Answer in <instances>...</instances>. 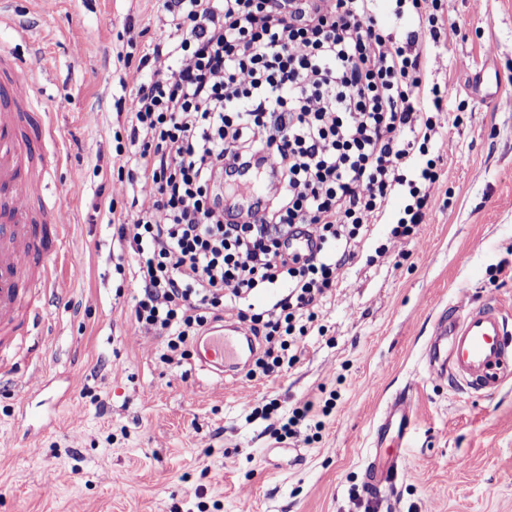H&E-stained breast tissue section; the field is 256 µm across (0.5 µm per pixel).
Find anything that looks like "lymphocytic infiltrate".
<instances>
[{"label":"lymphocytic infiltrate","instance_id":"lymphocytic-infiltrate-1","mask_svg":"<svg viewBox=\"0 0 512 512\" xmlns=\"http://www.w3.org/2000/svg\"><path fill=\"white\" fill-rule=\"evenodd\" d=\"M394 2L420 19L402 40L384 33L377 0H162L168 31L138 60L151 76L121 103L125 162L154 201L117 235L136 261L134 322L162 339L164 362L234 316L263 341L255 371L294 365L339 269L400 187L413 202L391 239L422 224L444 95L424 84L429 58L415 46L439 41V0ZM245 169L274 186L252 220L220 189ZM306 226L316 248L290 249ZM282 283L267 309L242 308Z\"/></svg>","mask_w":512,"mask_h":512}]
</instances>
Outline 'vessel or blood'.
<instances>
[{"mask_svg":"<svg viewBox=\"0 0 512 512\" xmlns=\"http://www.w3.org/2000/svg\"><path fill=\"white\" fill-rule=\"evenodd\" d=\"M18 63L0 54V337L35 327L62 278L50 261L63 245L68 221L64 208L48 214L52 235L32 222L30 190L36 168L53 160L48 144L54 129L41 114L34 90H21L12 77ZM201 369L223 375L244 366L251 344L243 332L207 338ZM429 369L448 374L475 391L491 392L512 377V323L497 307H471L437 326L426 350ZM411 402L397 395L378 430L379 441L403 438Z\"/></svg>","mask_w":512,"mask_h":512,"instance_id":"b4317fda","label":"vessel or blood"}]
</instances>
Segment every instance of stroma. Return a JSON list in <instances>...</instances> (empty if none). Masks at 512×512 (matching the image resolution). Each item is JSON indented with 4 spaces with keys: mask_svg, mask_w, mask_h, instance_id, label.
Here are the masks:
<instances>
[{
    "mask_svg": "<svg viewBox=\"0 0 512 512\" xmlns=\"http://www.w3.org/2000/svg\"><path fill=\"white\" fill-rule=\"evenodd\" d=\"M459 33L425 46L446 87L441 176L412 239L391 243L407 192L338 272L299 361L270 377L219 378L196 357L161 359L136 327L134 262L114 219L151 185L122 176L119 109L139 73L128 52L164 36L158 0H0V51L29 67L55 126L49 203L82 273L18 337L0 368V512H512V380L477 395L430 374L437 320L491 303L512 319V0H442ZM53 377L32 390V356ZM82 380L73 385L72 374ZM407 394L389 489L369 493L375 432ZM336 396L330 414L321 408ZM313 401L314 441L279 438L252 408Z\"/></svg>",
    "mask_w": 512,
    "mask_h": 512,
    "instance_id": "obj_1",
    "label": "stroma"
}]
</instances>
